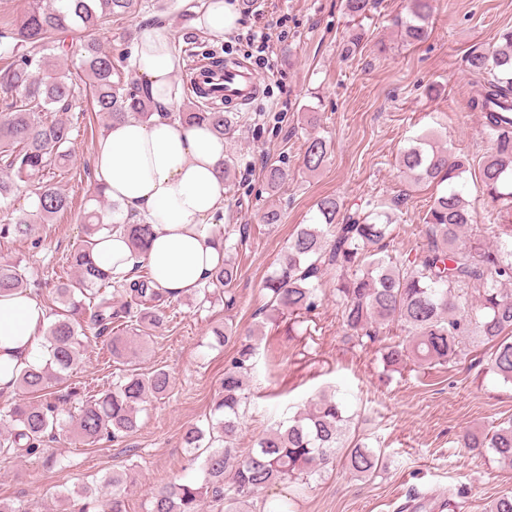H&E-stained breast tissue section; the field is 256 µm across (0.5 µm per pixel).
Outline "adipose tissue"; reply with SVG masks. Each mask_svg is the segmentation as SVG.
Listing matches in <instances>:
<instances>
[{"instance_id": "obj_1", "label": "adipose tissue", "mask_w": 512, "mask_h": 512, "mask_svg": "<svg viewBox=\"0 0 512 512\" xmlns=\"http://www.w3.org/2000/svg\"><path fill=\"white\" fill-rule=\"evenodd\" d=\"M238 21L231 0H203L192 23L224 36ZM131 61L162 113L111 124L95 148V175L126 215L151 225L152 237L146 250L136 252L122 235L101 232L94 258L121 280L148 267L156 288L179 297L203 286L224 260L227 188L220 165L226 149L208 125L167 118L180 98L176 75L183 64L169 37L154 26L136 28ZM47 323L31 291L0 296V392L13 390L25 369L41 364Z\"/></svg>"}]
</instances>
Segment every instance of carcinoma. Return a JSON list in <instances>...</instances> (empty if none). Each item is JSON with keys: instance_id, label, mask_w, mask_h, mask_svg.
Returning a JSON list of instances; mask_svg holds the SVG:
<instances>
[{"instance_id": "carcinoma-1", "label": "carcinoma", "mask_w": 512, "mask_h": 512, "mask_svg": "<svg viewBox=\"0 0 512 512\" xmlns=\"http://www.w3.org/2000/svg\"><path fill=\"white\" fill-rule=\"evenodd\" d=\"M376 0H344V11L355 20L375 9ZM137 0H31L14 23L0 26V203H10L20 184L35 187L32 218L0 225V238L35 236L36 226L52 222L70 201L47 176L68 165L72 126L57 113L68 112L77 97L88 99L91 111L106 124L129 118L143 121L158 114L142 81L132 76L127 53L112 54L102 45L101 32L114 18L136 12ZM431 0H409L406 16L393 24L403 40L413 44L429 35ZM469 70L485 77L475 83L472 109L483 114V128L493 142L480 169L487 196L499 205L497 216H512V30L503 31L496 45L474 50ZM162 116L185 125H208L222 137L236 132L249 116L226 112L217 101L187 100ZM331 143L312 136L305 142L302 164L318 171L328 159ZM401 173L415 183H453L466 171L465 162L450 149L436 145L432 134L417 137L400 154ZM391 204L381 199L369 209L341 214V203L324 196L316 204L314 222L300 224L288 241L280 267L267 276L262 308L267 321L288 320V331L309 320L322 301L321 277L336 272V303L343 325L357 345L367 348L392 325L404 333L378 349L384 369L396 371L411 361L418 366H444L466 358L484 345L488 370L512 383V224H478L471 206L450 189L435 197L426 213L423 244L415 254L389 250L392 240ZM85 239L71 256L74 278L54 288L66 315L44 333L48 359L25 370L16 381V397L0 409L8 425L0 429V456L5 459L40 454L56 438L60 410L46 389L63 373L83 362L87 327L112 332L110 354L130 361L138 346L112 324L122 319L142 334L162 325L163 314L147 304L163 293L150 286V275L129 284V300L117 306L107 289L115 280L94 259L95 235L103 227L102 212L91 208L82 216ZM128 239L133 250L145 248L151 226L118 219L108 225ZM236 246L224 230V261L203 287L222 291L234 304L231 286L237 279ZM28 288L21 262L0 263V296ZM235 348L209 415L207 428L189 426L183 444L199 464L201 482L165 484L151 492L145 512H250L260 491L284 480L306 481L333 460L354 476L370 479L382 458L365 439L351 432L345 406L334 395L322 394L304 411L275 423L243 453L236 446L241 406L246 400V376L253 369L258 332L241 334L233 326L215 331ZM172 387L169 374L157 369L130 373L112 388L83 401L76 435L86 441L129 436L138 430V412L146 399L162 398ZM465 448H488L512 464V419L487 432H466ZM127 474L108 480L112 498L108 512H126L120 487ZM487 512H512V491L494 497Z\"/></svg>"}]
</instances>
